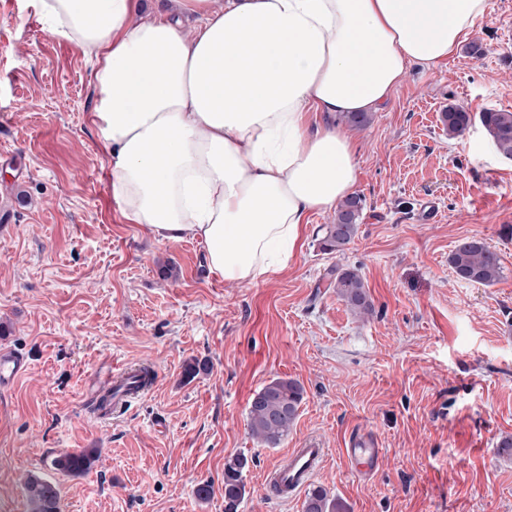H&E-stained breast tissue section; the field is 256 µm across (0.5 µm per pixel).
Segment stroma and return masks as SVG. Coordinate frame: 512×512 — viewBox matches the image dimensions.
Wrapping results in <instances>:
<instances>
[{
	"instance_id": "obj_1",
	"label": "stroma",
	"mask_w": 512,
	"mask_h": 512,
	"mask_svg": "<svg viewBox=\"0 0 512 512\" xmlns=\"http://www.w3.org/2000/svg\"><path fill=\"white\" fill-rule=\"evenodd\" d=\"M94 69L27 0H0V346L28 358L0 390V486L19 512L33 473L58 484L60 512H224V463L240 453L238 512H302L265 477L310 439L328 451L316 484L348 512H512L500 445L512 437V159L478 119L512 112V0H492L448 63L410 68L369 125L346 126L364 204L347 249L322 251L335 213L316 214L288 267L256 282L209 271L200 242L123 221L90 122ZM451 104L474 117L455 138L441 122ZM472 237L501 257L493 285L448 263ZM340 268L362 276L371 315L331 287ZM193 358L211 370L188 381ZM142 365L148 391L98 419L108 374ZM275 378L297 380L304 400L270 447L251 435L248 404ZM356 431L384 453L366 478L344 452ZM83 448L96 451L88 474L50 469Z\"/></svg>"
}]
</instances>
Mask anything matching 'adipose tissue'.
Wrapping results in <instances>:
<instances>
[{"label":"adipose tissue","mask_w":512,"mask_h":512,"mask_svg":"<svg viewBox=\"0 0 512 512\" xmlns=\"http://www.w3.org/2000/svg\"><path fill=\"white\" fill-rule=\"evenodd\" d=\"M96 63L91 122L123 219L269 278L314 214L351 194L357 153L322 115L384 110L411 66L453 56L491 0H32ZM199 22L185 39L181 19Z\"/></svg>","instance_id":"1"}]
</instances>
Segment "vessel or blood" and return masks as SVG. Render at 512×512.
Wrapping results in <instances>:
<instances>
[{
  "instance_id": "vessel-or-blood-1",
  "label": "vessel or blood",
  "mask_w": 512,
  "mask_h": 512,
  "mask_svg": "<svg viewBox=\"0 0 512 512\" xmlns=\"http://www.w3.org/2000/svg\"><path fill=\"white\" fill-rule=\"evenodd\" d=\"M26 358L9 348L0 349V387H8L26 369ZM108 381L112 387V400L104 417H111L113 411L122 409L142 395L138 381L131 371L111 373ZM345 453L358 476L366 477L375 473L382 461V450L371 434L357 432L350 436ZM328 456L327 449L315 442L303 447L288 449L282 462L268 473V490L280 501H290L300 495L323 469Z\"/></svg>"
}]
</instances>
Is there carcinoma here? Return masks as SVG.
<instances>
[{"label": "carcinoma", "instance_id": "carcinoma-1", "mask_svg": "<svg viewBox=\"0 0 512 512\" xmlns=\"http://www.w3.org/2000/svg\"><path fill=\"white\" fill-rule=\"evenodd\" d=\"M473 116L460 105H450L442 113V123L448 136L463 135L472 125ZM480 121L491 136L498 153L512 158V112L487 110L480 113ZM363 210V199L351 194L339 203L335 223L323 227L321 249L341 253L350 244L358 230V219ZM449 264L462 280L490 286L500 280L503 267L500 255L484 240L471 238L461 242L449 256ZM338 294L357 315L372 310L364 282L357 270L336 269L330 282ZM210 370L208 361L192 359L183 370V377L192 380ZM304 398L301 384L293 379L276 378L264 385L252 398L249 407L251 434L268 446L278 445L294 425ZM96 458L95 451L84 449L57 455L49 467L64 475L80 476L88 473ZM248 458L237 454L224 464V512H236L246 494L244 471ZM27 512H58L59 488L56 483L31 474L26 480ZM303 512H347L345 504L330 496L322 486L308 489Z\"/></svg>", "mask_w": 512, "mask_h": 512}]
</instances>
